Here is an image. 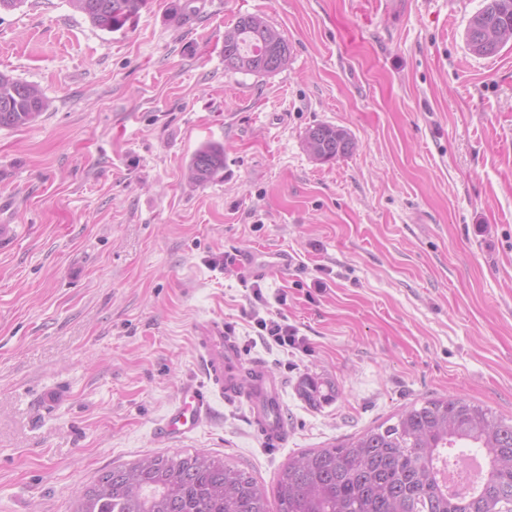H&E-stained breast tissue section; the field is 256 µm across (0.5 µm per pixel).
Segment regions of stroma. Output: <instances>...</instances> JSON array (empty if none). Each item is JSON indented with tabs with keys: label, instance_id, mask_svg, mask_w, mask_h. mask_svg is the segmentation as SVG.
Instances as JSON below:
<instances>
[{
	"label": "stroma",
	"instance_id": "stroma-1",
	"mask_svg": "<svg viewBox=\"0 0 512 512\" xmlns=\"http://www.w3.org/2000/svg\"><path fill=\"white\" fill-rule=\"evenodd\" d=\"M172 5L114 32L68 0L0 11V72L50 103L0 128V512H73L147 454L208 451L268 488L289 457L426 397L512 417V39L469 50L484 0H204L184 25ZM248 14L288 40L287 69L225 68ZM321 123L355 150L316 162L303 136ZM206 142L224 177L189 186ZM237 252L289 256L264 302L225 264ZM257 315L304 349L264 342ZM211 322L280 379L284 448L215 393L194 433L163 432L207 382ZM306 377L330 399L306 401Z\"/></svg>",
	"mask_w": 512,
	"mask_h": 512
}]
</instances>
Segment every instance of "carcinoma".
<instances>
[{
  "label": "carcinoma",
  "mask_w": 512,
  "mask_h": 512,
  "mask_svg": "<svg viewBox=\"0 0 512 512\" xmlns=\"http://www.w3.org/2000/svg\"><path fill=\"white\" fill-rule=\"evenodd\" d=\"M68 2L112 32L146 0ZM198 3L175 0L174 19L197 17ZM511 38L512 0H484L467 27L469 49L492 56ZM290 61V44L261 15L241 16L224 31L228 69L272 76ZM48 107L38 87L0 74V128L29 125ZM304 141L321 163L355 147L347 130L330 124L308 128ZM223 172L219 143L201 145L188 163L195 185ZM298 390L313 403L328 399L315 381ZM76 512H512V419L461 397H427L344 442L289 458L269 490L210 453L146 456L103 472Z\"/></svg>",
  "instance_id": "carcinoma-1"
}]
</instances>
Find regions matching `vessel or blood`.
<instances>
[{"instance_id":"b4317fda","label":"vessel or blood","mask_w":512,"mask_h":512,"mask_svg":"<svg viewBox=\"0 0 512 512\" xmlns=\"http://www.w3.org/2000/svg\"><path fill=\"white\" fill-rule=\"evenodd\" d=\"M288 257L284 255L254 256L240 258L238 266L250 274L262 275L287 268ZM201 349L207 387H184L177 408L167 417L166 433L182 436L200 427L209 411L211 389L235 395L246 389L251 399L254 429L263 444L269 448L283 447L288 440V426L272 408L280 402V382L260 362H243L238 345L221 324L213 323L203 328L197 338Z\"/></svg>"}]
</instances>
